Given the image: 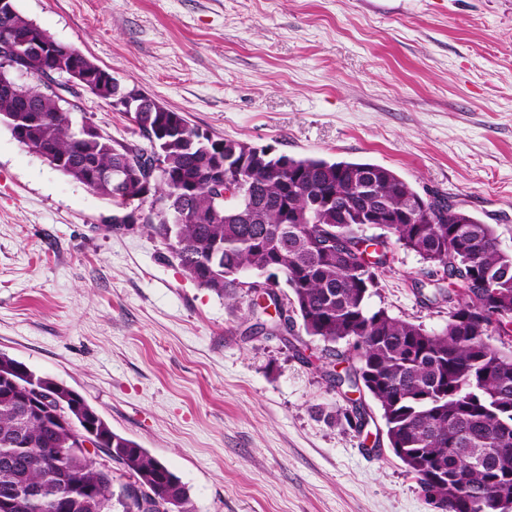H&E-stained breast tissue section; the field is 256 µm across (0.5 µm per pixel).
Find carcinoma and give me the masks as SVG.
I'll use <instances>...</instances> for the list:
<instances>
[{
    "label": "carcinoma",
    "instance_id": "obj_1",
    "mask_svg": "<svg viewBox=\"0 0 512 512\" xmlns=\"http://www.w3.org/2000/svg\"><path fill=\"white\" fill-rule=\"evenodd\" d=\"M12 39L49 46L44 56L22 58L30 78L25 96L0 93V125L22 148L61 161L55 170L117 209L124 205L119 197L142 190L143 163H157L160 176L140 227L166 249L177 247L187 277L236 307L244 299L240 273L281 269L305 334L353 349L356 364L333 374V381L362 383L381 411L390 447L418 454L398 455L408 472L419 478L424 460L443 467L448 479L437 493L455 500L456 512H512V469L504 471L487 455L490 448H512V350L490 343L494 333L512 334V254L499 248L493 225L435 197L426 208L409 210L418 192L378 164L290 156L284 170L282 156L272 154L251 170L241 160L258 148L224 139L218 153L209 134L151 98L142 111L127 113L134 139L80 137L71 104L48 83L54 59L76 48L16 9L0 13V43ZM86 65L94 72L93 94L124 111L126 88L93 60ZM217 157L226 161L224 181L250 183L249 201L226 200L217 210ZM368 214L393 215L395 222L376 224L380 233L367 238L360 216ZM361 242L391 243L442 268L441 278L419 288L429 304L448 305L441 330L369 311L381 263L362 259ZM248 308L251 331H292L290 316L263 317L259 294L251 295ZM0 373L22 380L30 370L0 353ZM98 432L112 462L135 482L176 512H191L187 488L174 473L101 417ZM73 441V429L27 416L25 402L0 385V497L16 495L14 512H111L112 471L73 451ZM118 503L123 512H142L130 485Z\"/></svg>",
    "mask_w": 512,
    "mask_h": 512
}]
</instances>
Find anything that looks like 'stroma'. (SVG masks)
I'll use <instances>...</instances> for the list:
<instances>
[{
	"instance_id": "1",
	"label": "stroma",
	"mask_w": 512,
	"mask_h": 512,
	"mask_svg": "<svg viewBox=\"0 0 512 512\" xmlns=\"http://www.w3.org/2000/svg\"><path fill=\"white\" fill-rule=\"evenodd\" d=\"M213 135L390 168L512 252V0H16ZM0 126V353L63 383L185 484L193 512H438L333 388L346 343L249 336L146 230ZM391 247L371 309L442 328Z\"/></svg>"
}]
</instances>
